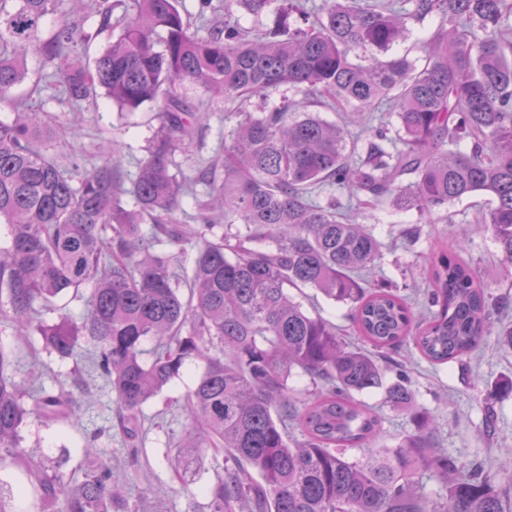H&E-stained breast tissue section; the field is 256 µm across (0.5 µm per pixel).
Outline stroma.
<instances>
[{"mask_svg":"<svg viewBox=\"0 0 512 512\" xmlns=\"http://www.w3.org/2000/svg\"><path fill=\"white\" fill-rule=\"evenodd\" d=\"M66 22L93 34L82 52V62L93 61L112 41L111 29L100 27L98 16L84 0H64L60 11L47 15L40 39H48ZM179 92L189 104L205 105L208 112L189 148L175 155L182 172L194 178L221 152L224 101L191 83L182 84ZM37 109L54 131L53 154L66 167L83 158L101 163L99 144L113 140L122 166L129 175H136L159 127L156 104L148 103L128 113L120 111L103 94L78 117L66 104L46 95L38 99ZM489 205V196L482 194L455 203L448 209L452 221L448 229L467 243L466 257L490 300H512V274L498 263L489 233L478 231L474 223L475 215ZM443 229L446 228L439 222L424 225L420 242L385 251L381 275L399 282L403 269L410 266L418 284H425V259L442 249ZM492 321L493 332L483 337L478 350L463 361L435 366L416 352L398 349L388 351L384 366L387 380H394L401 373L407 375L416 393L417 410L438 420L439 447L464 468L482 465L512 502V396H501L498 391L502 382L512 379V342L506 337L507 331L512 330V311L493 313ZM0 345L13 350L14 378L25 387H40L56 394L78 383L92 393L91 400L80 399L74 405L79 418L77 428L34 413L22 429L25 448L36 451L48 463L64 461L65 481L80 479L85 451L93 448L111 460L113 471L126 483L131 502L140 504L143 512H209L205 489L217 477L212 464H205L200 472L187 474L182 480L173 478L171 472L175 444L189 426L182 410L183 398L201 376L202 364H189L149 400L143 407L144 430L129 435L121 428L112 387L93 361V342L80 339L76 355L62 359L43 351L39 336L22 342L7 323L0 321Z\"/></svg>","mask_w":512,"mask_h":512,"instance_id":"35a3bbf8","label":"stroma"}]
</instances>
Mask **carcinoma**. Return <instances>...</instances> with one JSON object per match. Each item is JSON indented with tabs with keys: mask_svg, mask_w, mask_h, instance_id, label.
I'll use <instances>...</instances> for the list:
<instances>
[{
	"mask_svg": "<svg viewBox=\"0 0 512 512\" xmlns=\"http://www.w3.org/2000/svg\"><path fill=\"white\" fill-rule=\"evenodd\" d=\"M272 2L224 0V25L201 35L178 0H134L132 17L117 13L123 0H92L101 27L118 34L85 67L78 48L93 35L83 28L66 23L39 39L61 0H0V102L15 114L0 119V319L17 336L38 334L61 359L75 355L79 333L89 336L126 431L189 362L203 363L185 398L192 427L173 472L182 478L203 461V445L216 446L222 474L207 488L210 512H506L483 469L461 474L436 446V420L414 410L408 382L385 383L378 360L410 341L447 364L492 332L466 245L450 241L430 257L418 302L396 284L366 291L362 273L382 260L367 214L411 216L402 233L414 244L420 224L478 194L492 203L476 220L512 268V40L503 36L512 0H323L301 11L302 25L269 32L232 11L258 15ZM433 19L417 40L423 65L406 54L379 58L408 37L409 22ZM32 53L53 71L15 98ZM184 82L224 97V119L239 117L224 130V160L209 165L193 215L181 201L196 195V182L173 172V157L205 116L174 90ZM283 85L302 99L242 111ZM46 89L73 112L100 89L125 112L161 103L136 177L108 146L89 172L59 166L33 102ZM156 245L191 249V264L172 266ZM89 283L81 325L43 321L42 311ZM305 288L351 305L372 350L348 346L317 304L303 309L292 291ZM297 376L313 389L295 388ZM380 388L414 425L394 448L381 446L383 419L357 398ZM34 401L24 404L0 346V463L23 469L31 512H140L103 457H87L82 479L67 485L22 446L33 412L75 419L65 397ZM352 448L363 454L349 459ZM431 480L440 485L433 496Z\"/></svg>",
	"mask_w": 512,
	"mask_h": 512,
	"instance_id": "obj_1",
	"label": "carcinoma"
}]
</instances>
